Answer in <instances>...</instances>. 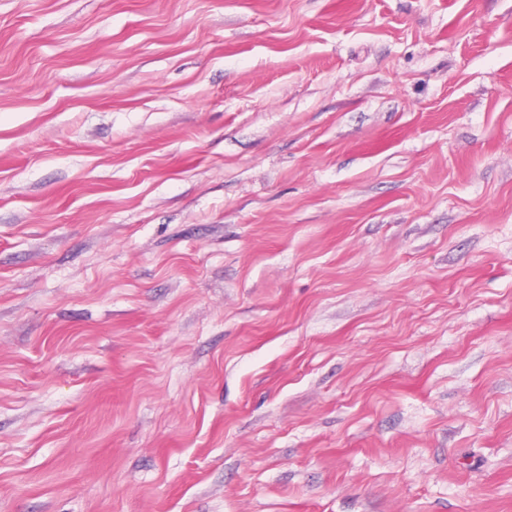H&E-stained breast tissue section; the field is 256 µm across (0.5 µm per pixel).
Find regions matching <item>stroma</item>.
<instances>
[{"instance_id": "35a3bbf8", "label": "stroma", "mask_w": 512, "mask_h": 512, "mask_svg": "<svg viewBox=\"0 0 512 512\" xmlns=\"http://www.w3.org/2000/svg\"><path fill=\"white\" fill-rule=\"evenodd\" d=\"M0 512H512V0H0Z\"/></svg>"}]
</instances>
